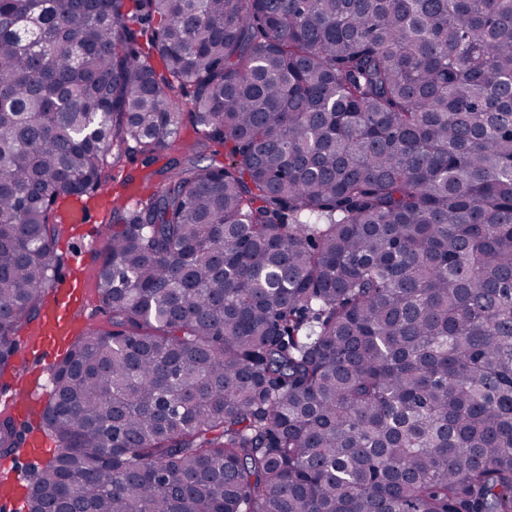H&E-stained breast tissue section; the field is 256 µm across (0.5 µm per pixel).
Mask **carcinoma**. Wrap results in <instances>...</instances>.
Here are the masks:
<instances>
[{
    "instance_id": "cac0c4a2",
    "label": "carcinoma",
    "mask_w": 512,
    "mask_h": 512,
    "mask_svg": "<svg viewBox=\"0 0 512 512\" xmlns=\"http://www.w3.org/2000/svg\"><path fill=\"white\" fill-rule=\"evenodd\" d=\"M178 89L27 512H512V0H0V374ZM182 101V112H185L183 116L182 130H181V139L180 143L187 144L191 146L192 150L186 153L185 159L188 160L190 158L196 159L198 156L211 157L214 156L217 160L221 162H225L226 164L229 162L227 157L225 158L224 153V145L216 144L210 141H206L200 133H197L195 127L191 123V119L187 112L189 111V106L187 103V94L186 92L182 93L181 96ZM204 143V145H202Z\"/></svg>"
}]
</instances>
